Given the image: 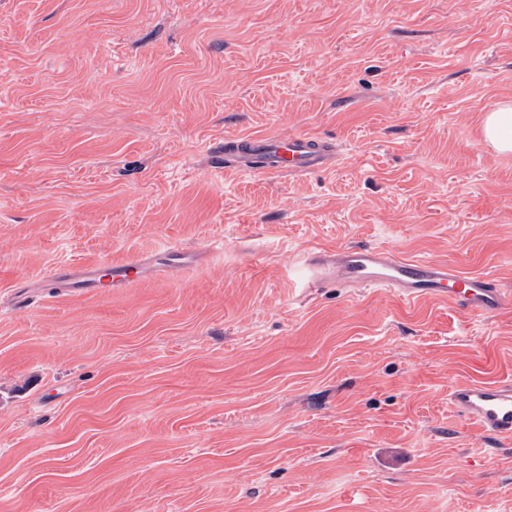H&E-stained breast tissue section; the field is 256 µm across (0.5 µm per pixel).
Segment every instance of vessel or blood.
<instances>
[{"label":"vessel or blood","instance_id":"b4317fda","mask_svg":"<svg viewBox=\"0 0 512 512\" xmlns=\"http://www.w3.org/2000/svg\"><path fill=\"white\" fill-rule=\"evenodd\" d=\"M334 159L324 139L298 133L288 136L226 139L224 165L242 173L303 174L328 166ZM198 262L197 253L169 249L163 256L144 255L121 262L99 261L51 270L47 280L57 291L71 294L124 288L148 274L173 272ZM301 278L323 288H376L413 301L422 297L448 300L462 313L492 316L512 306L495 279L461 272L445 262L409 259L394 249L354 245L318 249L306 257ZM448 400L457 415L485 436L512 440V384L473 381L455 385Z\"/></svg>","mask_w":512,"mask_h":512}]
</instances>
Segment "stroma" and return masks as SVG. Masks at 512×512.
Returning <instances> with one entry per match:
<instances>
[{"instance_id": "stroma-1", "label": "stroma", "mask_w": 512, "mask_h": 512, "mask_svg": "<svg viewBox=\"0 0 512 512\" xmlns=\"http://www.w3.org/2000/svg\"><path fill=\"white\" fill-rule=\"evenodd\" d=\"M512 0H0V512H512V307L303 287L396 249L512 294ZM335 166L250 176L224 139ZM178 247L108 296L51 269ZM482 133L498 153H512V106L487 112L482 119ZM333 160L329 142L303 133L241 141L227 138L224 143V167L251 175L314 172ZM448 400L463 421L485 436L512 440V384L462 383L449 390Z\"/></svg>"}]
</instances>
